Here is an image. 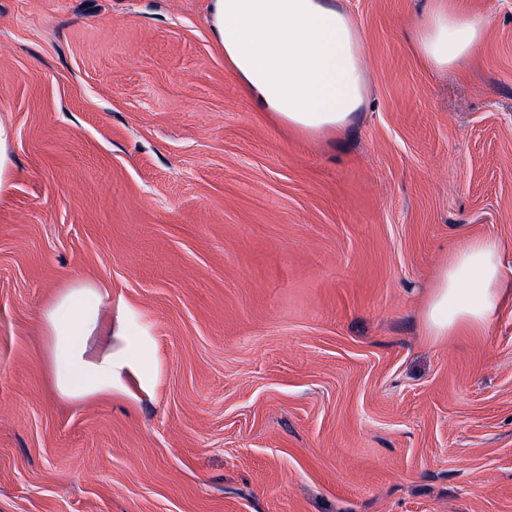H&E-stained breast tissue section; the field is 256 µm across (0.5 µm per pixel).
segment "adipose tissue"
<instances>
[{"mask_svg":"<svg viewBox=\"0 0 512 512\" xmlns=\"http://www.w3.org/2000/svg\"><path fill=\"white\" fill-rule=\"evenodd\" d=\"M207 23L257 104L307 133L336 132L364 100L361 43L351 17L329 0H208ZM486 22L433 0L413 33L418 54L443 69L472 54ZM512 301L496 240L476 238L449 255L425 303L427 335L480 332ZM104 296L77 283L42 311L45 361L57 394L81 400L111 393L134 367L150 373L149 343L131 311L101 331ZM123 344L113 348V336Z\"/></svg>","mask_w":512,"mask_h":512,"instance_id":"obj_1","label":"adipose tissue"}]
</instances>
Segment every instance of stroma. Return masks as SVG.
<instances>
[{"label": "stroma", "mask_w": 512, "mask_h": 512, "mask_svg": "<svg viewBox=\"0 0 512 512\" xmlns=\"http://www.w3.org/2000/svg\"><path fill=\"white\" fill-rule=\"evenodd\" d=\"M365 99L335 135L244 91L207 0H0V512H512V304L424 332L449 254L512 269V0L439 71L428 0H331ZM95 284L153 379L60 398L40 309ZM14 137L11 125L0 121V192L13 185L17 171L13 157L10 153V145Z\"/></svg>", "instance_id": "35a3bbf8"}]
</instances>
